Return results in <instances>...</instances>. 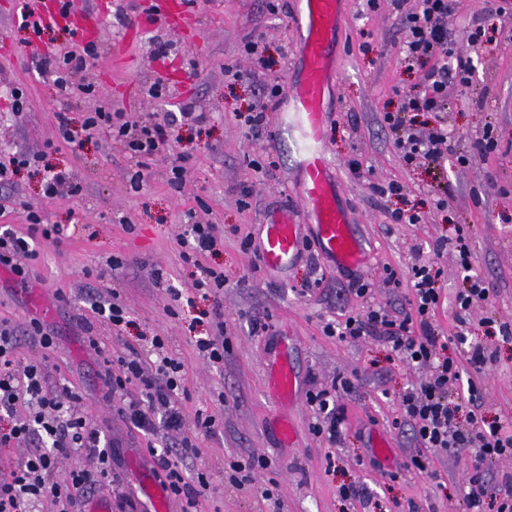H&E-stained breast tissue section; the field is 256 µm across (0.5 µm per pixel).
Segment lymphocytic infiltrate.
<instances>
[{
  "instance_id": "obj_1",
  "label": "lymphocytic infiltrate",
  "mask_w": 512,
  "mask_h": 512,
  "mask_svg": "<svg viewBox=\"0 0 512 512\" xmlns=\"http://www.w3.org/2000/svg\"><path fill=\"white\" fill-rule=\"evenodd\" d=\"M399 13L401 51L407 66H419L418 83L403 96L400 107L385 113L383 121L394 135V145L405 164L423 165L443 170L448 158L466 164L467 155L455 154L452 137L442 114L452 95H462L472 86L474 66L470 59L456 58L455 68H448L445 56L451 55L448 43V0H418L415 9L404 7V0H390ZM97 55L95 44H86L81 52L68 51L54 58H44L43 66L53 74L55 87L66 94L91 92L92 84L80 81L88 61ZM435 114L433 125L417 129L414 115ZM57 135L76 143L79 134L97 128H110L114 142L132 157L148 162L167 142L162 124L147 123L131 129L120 112L99 109L86 113L80 129H73L66 113H58ZM456 249L460 266L466 270V286L456 295L455 320L466 326L474 299H487L484 281L471 275V252L464 235H457ZM441 271L433 259L416 258L407 277L412 292L409 308L399 314L369 308L364 314L350 316L324 327L327 335L340 340L365 336L390 343L397 357L409 366L424 371L425 376L401 399L400 418L413 431L420 448L411 456L410 469L425 471L427 455L466 456L472 474L465 494L467 512H512V473L503 474L495 491L486 487V466L494 460L512 457V423L487 420L482 411L483 395L474 380L464 377L465 368L482 371L489 356L483 344H471L467 364L440 354V332L433 316L441 299ZM152 360H144L137 348L126 356L103 357L105 382L109 391H123L135 386L140 396L128 400L117 412L134 428L156 433L158 428L175 432V441L165 448H149L148 454L161 472L163 487L181 502L184 512H192L199 497L210 487L205 473L196 478L185 475L182 462L197 455L196 435L211 434L214 415L196 411L193 420H185L179 400L183 365L165 347L163 337L149 339ZM18 328L11 321L0 320V415L9 426L0 430V447L21 444L31 446L25 458L0 464V512H41L48 503L53 512H71L95 493L107 488L117 495L121 506L132 503L130 493L112 477V445L103 442L102 432L77 413L80 400L70 387H52L46 377V364L39 361L20 366L16 349ZM349 381L338 388L308 391L307 402L317 415L312 431L329 442H341L346 429V410L340 404L341 391L349 390ZM26 405L27 415H18L19 405ZM163 418H156V410ZM81 458L79 466L60 472L59 462Z\"/></svg>"
}]
</instances>
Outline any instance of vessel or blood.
<instances>
[{
	"label": "vessel or blood",
	"instance_id": "obj_1",
	"mask_svg": "<svg viewBox=\"0 0 512 512\" xmlns=\"http://www.w3.org/2000/svg\"><path fill=\"white\" fill-rule=\"evenodd\" d=\"M347 0H297L299 52L304 76L291 95L294 122L280 130L294 138L303 160L300 166L302 209L281 207L264 224L260 254L266 268L288 267L299 256L303 226H310L327 258L338 266L355 268L364 264L368 250L356 233L349 212L338 201V186L332 168L319 147L326 121V93L337 75L328 47L333 40ZM269 384L278 405L290 403L299 380L287 355L266 365ZM139 486L150 503V512H172L170 499L154 470L139 468Z\"/></svg>",
	"mask_w": 512,
	"mask_h": 512
}]
</instances>
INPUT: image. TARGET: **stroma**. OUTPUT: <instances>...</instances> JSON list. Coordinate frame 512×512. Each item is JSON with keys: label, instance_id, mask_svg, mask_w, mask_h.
Segmentation results:
<instances>
[{"label": "stroma", "instance_id": "1", "mask_svg": "<svg viewBox=\"0 0 512 512\" xmlns=\"http://www.w3.org/2000/svg\"><path fill=\"white\" fill-rule=\"evenodd\" d=\"M152 3L71 0V17L37 40L19 27L23 0H0V162L21 153L33 157L30 167L0 186V226L25 232L30 209L47 223L67 227L61 241L31 240L34 257L20 260L29 273L28 288L0 271V319L20 327L21 362L42 354L28 334L30 319L40 318L57 336L47 362L49 384L81 394L80 414L119 443L113 475L136 490L130 456L145 455L150 445L163 447L164 437L143 434L118 415L116 403L105 400L100 355L121 356L128 347L140 346L142 337H164L171 355L184 364L185 417L193 418L199 409L217 417L214 434L199 441V457L184 463L186 472H205L219 487L216 494L199 498L196 512H465L464 458L430 457L423 474L403 468L418 446L410 426L397 427L393 421L420 370L402 363L384 341L343 342L324 327L362 312L367 303L407 305L410 289L387 287L386 267L404 268L415 255L434 254L436 240L455 238L456 227L464 226L473 271L490 295L474 301L469 342L461 344L453 301L463 286L462 273L456 248L447 246L437 256L444 301L435 321L450 355H465L472 342L492 352L475 381L483 390L487 419L512 420V340L485 336L481 323L485 317L512 323V16L488 14L486 0H451L448 42L473 61L476 72L466 99L444 115L457 151L470 160L465 166L448 161V205L439 210L430 192L433 172L405 164L384 127V113L395 111L404 91L420 77L402 64L395 13L389 0H381L370 15L363 14L361 0H349L339 28V75L330 91L320 148L370 253L359 273L371 290L360 299L347 295L342 268L324 259L312 239L304 240L299 260L282 272L267 270L241 245L246 235H261L269 211L300 201L301 156L294 144L274 136L291 121V113H267L258 137L236 120L237 112L257 103L264 86L276 83L286 92L299 77L295 0H279L274 11L267 0H197L193 12L161 16L153 23L148 20ZM476 21L485 35L472 43L466 32ZM252 36L263 59L259 65L243 50ZM88 40L99 47L84 73L94 89L63 99L41 60ZM160 41L173 44L163 56L155 53ZM232 66L244 70V77L233 78ZM156 83L164 88L162 97H148ZM15 89L25 101L19 115L8 102ZM189 102L207 114L205 124L181 119ZM101 107L123 111L133 125L175 116V148L188 155L180 188L168 183L167 152L154 156L136 182L133 161L113 143L108 129L76 147L56 138V113H67L77 128L86 113ZM489 126L498 146L482 153L476 144ZM260 164L267 173L257 172ZM47 167L68 170L79 193L45 197ZM391 179L401 183L405 199L372 192V184ZM404 205L421 214V223H392V211ZM191 219L219 225L224 233L223 250L201 259V266L223 270L227 279L218 302L227 343L220 366L196 349L197 339L211 332L200 317L215 302L196 296L200 267L180 256L178 238ZM115 256L122 259V268L114 279L99 280L98 271ZM314 277L321 281L319 288L303 292L305 280ZM115 290L129 310V322L119 330L91 310L92 302L109 299ZM38 296L52 302V314H40L34 303ZM90 335L96 336L99 350L88 346ZM281 341L289 346L303 387L284 410L270 395L266 373V361ZM340 377L353 384L340 398L351 427L344 441L333 445L313 434L316 414L305 392L331 388ZM283 412L296 431L290 448L273 427ZM377 431L389 436L394 456L376 469L371 459ZM249 457L269 462L256 470L255 486H223L229 462ZM348 485L365 489L364 502L341 500L339 490ZM261 486L273 491L274 501L258 494Z\"/></svg>", "mask_w": 512, "mask_h": 512}]
</instances>
